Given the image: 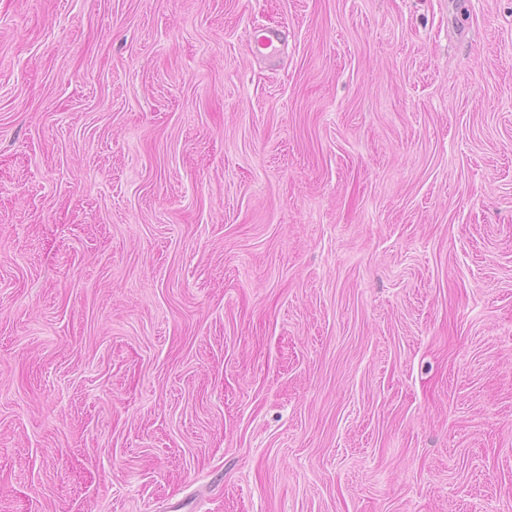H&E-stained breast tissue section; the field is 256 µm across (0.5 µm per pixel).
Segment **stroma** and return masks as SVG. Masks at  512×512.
<instances>
[{
    "label": "stroma",
    "instance_id": "obj_1",
    "mask_svg": "<svg viewBox=\"0 0 512 512\" xmlns=\"http://www.w3.org/2000/svg\"><path fill=\"white\" fill-rule=\"evenodd\" d=\"M0 512H512V0H0ZM251 53L254 58H271L278 55L284 40L280 30L274 28H255L251 36Z\"/></svg>",
    "mask_w": 512,
    "mask_h": 512
}]
</instances>
